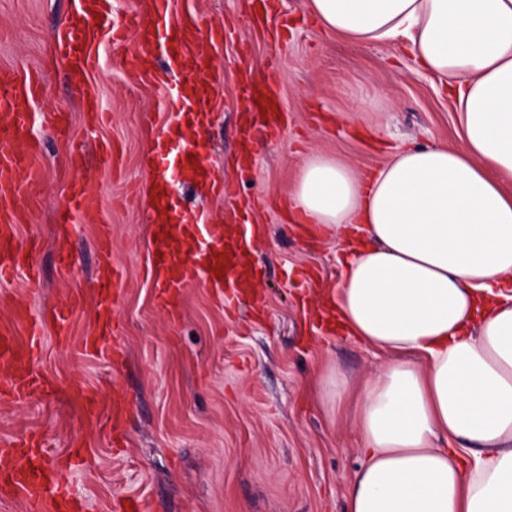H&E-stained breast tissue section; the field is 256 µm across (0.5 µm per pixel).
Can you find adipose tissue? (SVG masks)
Listing matches in <instances>:
<instances>
[{
	"label": "adipose tissue",
	"mask_w": 512,
	"mask_h": 512,
	"mask_svg": "<svg viewBox=\"0 0 512 512\" xmlns=\"http://www.w3.org/2000/svg\"><path fill=\"white\" fill-rule=\"evenodd\" d=\"M325 30L396 43L449 92L463 145L370 176L316 154L290 208L344 232L333 318L392 360L359 390L345 512H512V0H309Z\"/></svg>",
	"instance_id": "1"
}]
</instances>
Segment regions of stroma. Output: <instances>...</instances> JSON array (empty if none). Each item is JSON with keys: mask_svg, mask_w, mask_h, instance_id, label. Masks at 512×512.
<instances>
[{"mask_svg": "<svg viewBox=\"0 0 512 512\" xmlns=\"http://www.w3.org/2000/svg\"><path fill=\"white\" fill-rule=\"evenodd\" d=\"M308 0H173L171 23L195 17L223 27L201 48L223 81L200 137L222 182L239 198L175 186L176 212L192 208L217 224H243L258 267L260 310L225 307L218 292L194 283L176 316L156 305L146 275L152 226L146 193L168 121L163 88L139 81L125 61L139 46L138 0H113V19L126 26L123 44L90 49V80L107 115L90 125L67 75L55 33L73 0H0V68L40 72L48 85L37 111L69 119L67 135L45 130L43 180L23 198L18 242H37L38 284L18 272L0 280V331L14 309L44 320L35 372L52 392L21 402L0 400V446L38 436L47 464L64 462L80 512H112L133 497L144 512H345L348 481L361 463L354 413L357 394L343 403L329 395L344 374L352 386L373 378L392 355L327 323L323 303L342 274L341 242L290 221L288 198L304 161L319 153L367 175L395 146L461 145L454 104L437 82L420 74L393 43L355 44L315 23ZM275 88L283 130L251 129L253 167L239 172L242 78ZM112 145L111 160L98 153ZM84 180L96 219L76 221L72 264L56 254L57 211L73 180ZM112 239L122 283L117 342L99 351L83 341L97 324L93 277L96 241ZM70 306L68 336L49 323ZM94 392L103 410L124 395L129 415L121 442L88 419L69 395Z\"/></svg>", "mask_w": 512, "mask_h": 512, "instance_id": "stroma-1", "label": "stroma"}]
</instances>
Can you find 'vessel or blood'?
<instances>
[{
  "instance_id": "obj_1",
  "label": "vessel or blood",
  "mask_w": 512,
  "mask_h": 512,
  "mask_svg": "<svg viewBox=\"0 0 512 512\" xmlns=\"http://www.w3.org/2000/svg\"><path fill=\"white\" fill-rule=\"evenodd\" d=\"M109 6L110 0H75L56 38L57 52L67 62L72 84L86 96L88 112L97 119L102 117L103 109L89 83L90 57L86 48L101 37L95 18L108 16ZM169 9L170 0H141L140 13L145 23L139 28L140 49L130 55L127 63L136 68L141 81L166 88L169 109L176 121L192 123L222 94L223 83L198 49L204 33L195 21L168 28V64L156 68L154 29L167 21ZM46 85V79L16 69H0V279L22 271L31 283L39 281L34 250L24 249L17 241L21 212L17 198L20 190H34L42 180L41 142L33 134L38 118L34 103ZM247 93L251 109L266 112L268 127L278 129L279 106L273 101L272 87L260 83L249 87ZM169 139L177 143L182 156L178 176L196 184L208 181L212 172L204 145L185 138L180 127L170 133ZM175 177L157 174L151 181L154 253L149 271L158 290V304L175 311L183 289L198 279L216 291L230 290L235 299L254 295L253 263L239 244L236 226L207 223L198 211L190 212L181 223L168 221L169 191ZM92 209L93 202L83 183L73 182L57 213L56 249L61 261L70 258L69 225L75 218H89ZM98 255L96 283L101 326L98 335L85 339L84 347L90 351L98 349L101 336L114 334L119 328L112 304L120 272L112 260L109 234L101 235ZM13 321L15 333L0 335V395L22 400L41 384L33 362L41 348L42 323L24 307L16 308ZM41 451L42 442L33 435L16 438L11 447L0 450V457L8 461L7 467L0 469V492L21 494L28 512H62L73 500L71 488L65 480L51 478L38 466Z\"/></svg>"
}]
</instances>
